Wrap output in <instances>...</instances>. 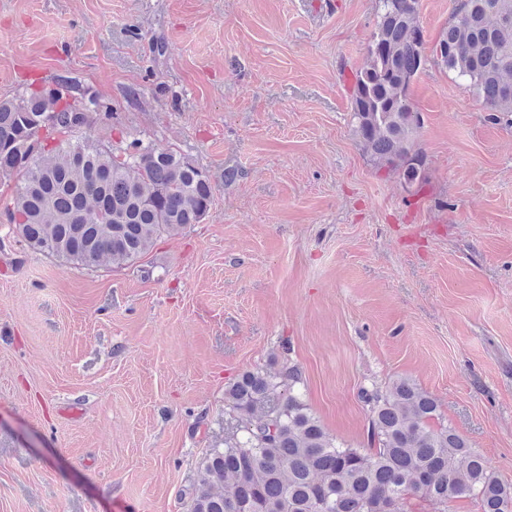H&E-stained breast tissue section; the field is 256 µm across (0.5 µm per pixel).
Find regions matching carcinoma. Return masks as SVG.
Returning a JSON list of instances; mask_svg holds the SVG:
<instances>
[{
	"mask_svg": "<svg viewBox=\"0 0 512 512\" xmlns=\"http://www.w3.org/2000/svg\"><path fill=\"white\" fill-rule=\"evenodd\" d=\"M420 0H378L355 74L353 116L379 165L421 180L414 148L420 113L409 89L426 64ZM495 118L512 117V0H457L435 46ZM68 73L0 98V198L10 229L34 249L86 268L136 261L157 239L201 223L213 199L207 173L172 150L72 139L110 103ZM296 365L241 372L224 390L236 434L209 448L189 512H448L460 496L482 512H512V485L443 419L439 403L407 379L364 392L366 445L339 442L309 411Z\"/></svg>",
	"mask_w": 512,
	"mask_h": 512,
	"instance_id": "carcinoma-1",
	"label": "carcinoma"
}]
</instances>
